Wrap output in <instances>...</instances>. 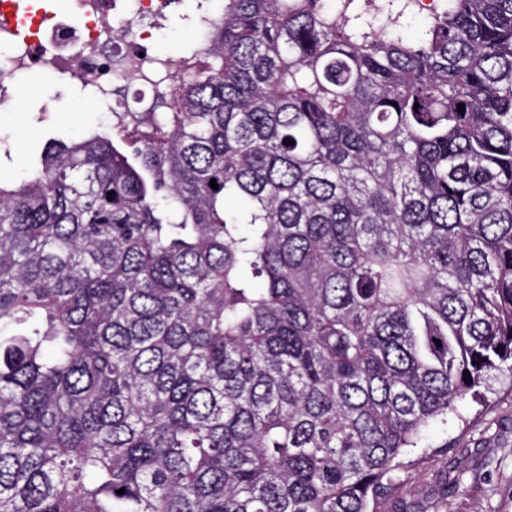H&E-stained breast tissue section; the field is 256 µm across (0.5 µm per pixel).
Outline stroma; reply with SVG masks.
I'll use <instances>...</instances> for the list:
<instances>
[{"label": "stroma", "instance_id": "1", "mask_svg": "<svg viewBox=\"0 0 512 512\" xmlns=\"http://www.w3.org/2000/svg\"><path fill=\"white\" fill-rule=\"evenodd\" d=\"M26 98L9 112H0V133L14 142L11 159L0 161V176L13 177L40 162L47 140L68 139L102 124L97 98L63 78L36 70L24 76ZM49 109L38 121L36 108ZM492 406L466 428L434 426L427 441L438 446L453 441L447 454L415 453L400 475L391 504L402 512H512V385L498 381ZM460 477L465 495H446V475Z\"/></svg>", "mask_w": 512, "mask_h": 512}]
</instances>
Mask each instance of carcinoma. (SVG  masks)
I'll use <instances>...</instances> for the list:
<instances>
[{
    "mask_svg": "<svg viewBox=\"0 0 512 512\" xmlns=\"http://www.w3.org/2000/svg\"><path fill=\"white\" fill-rule=\"evenodd\" d=\"M417 4L224 0L0 178V512H380L512 380V0Z\"/></svg>",
    "mask_w": 512,
    "mask_h": 512,
    "instance_id": "carcinoma-1",
    "label": "carcinoma"
}]
</instances>
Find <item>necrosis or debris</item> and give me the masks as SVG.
Returning a JSON list of instances; mask_svg holds the SVG:
<instances>
[{"mask_svg": "<svg viewBox=\"0 0 512 512\" xmlns=\"http://www.w3.org/2000/svg\"><path fill=\"white\" fill-rule=\"evenodd\" d=\"M178 3L74 0L73 10L41 13L24 28L0 12V52L7 58L0 64V110L17 102L21 75L41 69L74 84H98L112 114L138 88L141 111H151L171 76L195 63L191 56L173 62L150 50Z\"/></svg>", "mask_w": 512, "mask_h": 512, "instance_id": "necrosis-or-debris-1", "label": "necrosis or debris"}]
</instances>
